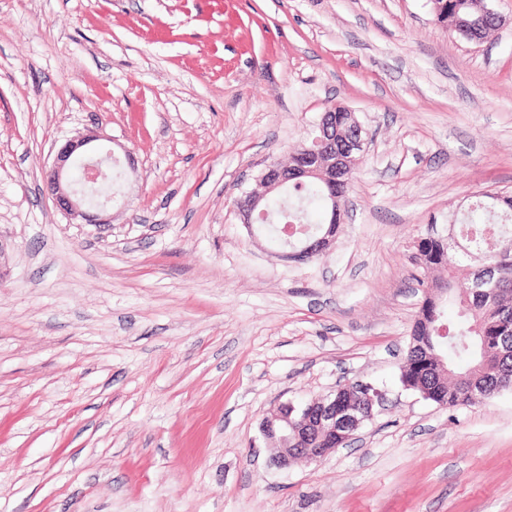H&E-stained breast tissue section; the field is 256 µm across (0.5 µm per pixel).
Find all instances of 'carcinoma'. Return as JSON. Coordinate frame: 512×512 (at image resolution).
I'll list each match as a JSON object with an SVG mask.
<instances>
[{
	"mask_svg": "<svg viewBox=\"0 0 512 512\" xmlns=\"http://www.w3.org/2000/svg\"><path fill=\"white\" fill-rule=\"evenodd\" d=\"M440 23H472L481 37L495 28L479 12L478 0H453ZM329 189L319 178L292 180L265 200L266 218L257 230L283 240L291 229L310 242L332 224L320 219ZM424 277H414L426 295L438 291V307L419 311L412 328L402 382L432 384L433 403L444 409L471 406L512 389V192H483L448 234L430 230L418 238L414 256ZM455 305L448 323L445 309Z\"/></svg>",
	"mask_w": 512,
	"mask_h": 512,
	"instance_id": "carcinoma-1",
	"label": "carcinoma"
}]
</instances>
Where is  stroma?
I'll return each instance as SVG.
<instances>
[{"instance_id":"stroma-1","label":"stroma","mask_w":512,"mask_h":512,"mask_svg":"<svg viewBox=\"0 0 512 512\" xmlns=\"http://www.w3.org/2000/svg\"><path fill=\"white\" fill-rule=\"evenodd\" d=\"M469 41L430 0H0V512H512V390L400 382L412 242L512 190V0ZM372 139L334 245L252 237L234 201L329 107ZM130 150L107 224L43 192L64 140ZM383 408L271 466L279 403Z\"/></svg>"}]
</instances>
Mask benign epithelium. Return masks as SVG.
I'll list each match as a JSON object with an SVG mask.
<instances>
[{
	"mask_svg": "<svg viewBox=\"0 0 512 512\" xmlns=\"http://www.w3.org/2000/svg\"><path fill=\"white\" fill-rule=\"evenodd\" d=\"M344 111L346 108L342 106L326 111L318 126L319 135L311 145L292 153L289 162L272 161L265 165L259 175L263 192L245 194L237 206L242 223L252 226L265 212V197L291 178L318 174L331 185V190H336V182L362 160L368 146L356 121L349 131L336 134V113ZM106 140L104 134L92 132L66 141L43 172L45 189L55 208L77 224L109 223L106 212L112 207V195L92 201L85 191L89 185L112 180L118 160L112 148L103 145ZM335 239L334 235L319 237L303 252L286 253L284 258L296 260L304 255H321ZM352 393L350 387L338 388L308 408H298L290 401L279 404L260 425L264 439L280 448L272 459L273 465L286 470L299 452L308 462L318 463L355 439L363 423L373 417L374 409L383 405L384 395L370 387L352 402L347 400ZM312 428L328 433L329 440L318 448H299L302 431Z\"/></svg>",
	"mask_w": 512,
	"mask_h": 512,
	"instance_id": "obj_1",
	"label": "benign epithelium"
}]
</instances>
